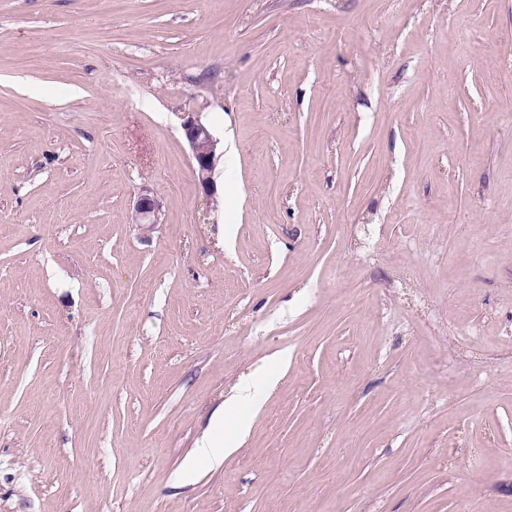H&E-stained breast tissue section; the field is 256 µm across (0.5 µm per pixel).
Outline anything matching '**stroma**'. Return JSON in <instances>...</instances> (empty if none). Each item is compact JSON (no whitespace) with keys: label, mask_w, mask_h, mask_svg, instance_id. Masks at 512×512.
I'll return each mask as SVG.
<instances>
[{"label":"stroma","mask_w":512,"mask_h":512,"mask_svg":"<svg viewBox=\"0 0 512 512\" xmlns=\"http://www.w3.org/2000/svg\"><path fill=\"white\" fill-rule=\"evenodd\" d=\"M0 512H512V0H0ZM183 136L191 149L192 158L202 192L213 198L216 184L212 178L219 140L199 117L188 115L181 124ZM135 223L156 224L160 221L161 204L150 191H142L135 202ZM257 377L248 376L240 380L234 389V395L224 401L211 416V427L221 432L220 437L208 432L199 446L201 453L213 464L220 465L224 458L236 448L231 446L230 436H239L245 433L243 424L237 420V411L240 407L253 402V391Z\"/></svg>","instance_id":"1"}]
</instances>
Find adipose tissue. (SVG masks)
I'll return each mask as SVG.
<instances>
[{
  "mask_svg": "<svg viewBox=\"0 0 512 512\" xmlns=\"http://www.w3.org/2000/svg\"><path fill=\"white\" fill-rule=\"evenodd\" d=\"M256 379L249 376L240 380L234 389L233 396L225 400L211 417L210 433H207L201 444L200 451L214 464H222L233 451L232 437L244 434L245 427L237 419L240 407L253 401Z\"/></svg>",
  "mask_w": 512,
  "mask_h": 512,
  "instance_id": "obj_1",
  "label": "adipose tissue"
}]
</instances>
